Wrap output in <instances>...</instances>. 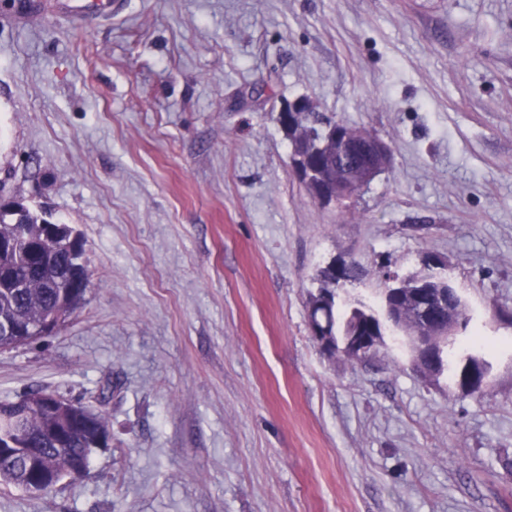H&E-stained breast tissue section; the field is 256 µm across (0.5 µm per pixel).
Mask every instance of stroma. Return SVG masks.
Instances as JSON below:
<instances>
[{"label":"stroma","mask_w":512,"mask_h":512,"mask_svg":"<svg viewBox=\"0 0 512 512\" xmlns=\"http://www.w3.org/2000/svg\"><path fill=\"white\" fill-rule=\"evenodd\" d=\"M0 0V192L79 234L91 286L0 351L112 425L86 474L0 512H512V0ZM367 128L391 167L346 209L292 173L285 100ZM466 303L480 396L404 341L331 356L308 301L426 258ZM123 8L122 0H89L80 10L83 17H107L118 14Z\"/></svg>","instance_id":"1"}]
</instances>
